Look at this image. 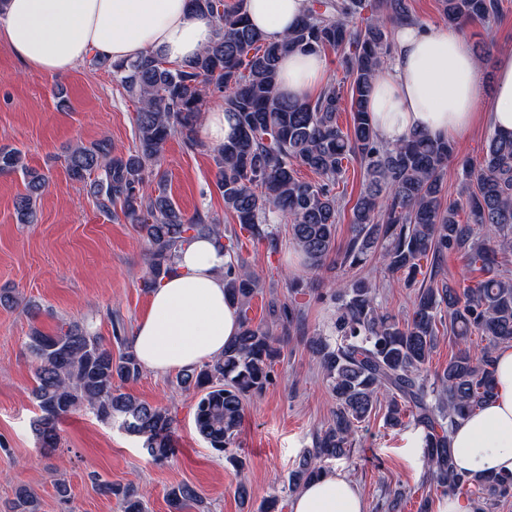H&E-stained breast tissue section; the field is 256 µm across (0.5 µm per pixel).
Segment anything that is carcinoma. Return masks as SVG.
Here are the masks:
<instances>
[{
	"instance_id": "carcinoma-1",
	"label": "carcinoma",
	"mask_w": 512,
	"mask_h": 512,
	"mask_svg": "<svg viewBox=\"0 0 512 512\" xmlns=\"http://www.w3.org/2000/svg\"><path fill=\"white\" fill-rule=\"evenodd\" d=\"M189 2L216 27L214 41L193 59L173 65L150 52L105 64L138 104L133 150L114 155L105 140L76 145L64 156V167L73 182L90 184L102 212L137 229L146 245L143 290L152 291L175 273L179 249L196 237L214 238L229 256L224 295L236 307L240 330L221 356L176 376L181 390L198 395V434L232 466H243L229 448L242 427L245 401L273 383L281 356L276 331L301 324L303 312L293 298L270 302L263 322L248 317L261 285L248 270L241 238L275 252L283 224L306 273L332 258L355 268L376 256L387 274L404 276L408 285L423 276L404 321L383 309L375 285L366 279L332 290V331L313 336L311 348L336 407L332 423L313 437L312 448L289 473L288 490L296 492L323 475L328 462L350 457L363 424L382 409L387 427L422 429L431 485L466 496L473 512H492L512 497V475L458 472L450 434L459 420L492 399L495 351L512 342V277L504 269L512 264V134L493 131L482 157L466 162L462 201L443 194V173L455 152L450 142L420 131L395 145L378 137L367 102L377 74L392 57L391 28L419 23L409 0H310L308 13L280 41L249 25L245 0ZM439 5L443 22L455 27L465 20H496L503 11V0H439ZM366 9L371 13L366 25L350 27L349 20ZM325 49L338 54L352 80L347 131L337 122L345 110L341 88L330 84L306 101L278 91L285 54ZM215 93L224 95V112L234 127L224 144L210 149L215 185L236 223L230 229L198 214L185 216L168 195L161 172L171 138H181L190 150L207 149L198 126L207 98ZM352 159L363 169L364 181L351 208L350 237L340 249L335 186ZM301 168L318 180L300 179ZM0 173L22 175L26 193L15 201L16 220L35 223L37 198L49 176L29 166L20 149L5 146ZM450 253L466 259L481 278L462 290L446 281L444 261ZM445 319L459 349L443 369L433 371L430 361ZM110 320L111 343L76 322H64L52 334L32 328L26 350L36 366V436L44 449L59 447L62 421L86 407L102 421L119 422L142 440L149 456L162 461L174 453V416L167 407L120 391L140 379L143 367L122 320L114 314ZM476 333L488 345L473 355L469 343ZM97 487L115 498L122 512H144L146 493L139 486L102 481ZM168 498L175 512L202 503L187 484L171 489ZM12 512H39L36 493L20 489Z\"/></svg>"
}]
</instances>
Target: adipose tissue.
Instances as JSON below:
<instances>
[{"instance_id":"adipose-tissue-1","label":"adipose tissue","mask_w":512,"mask_h":512,"mask_svg":"<svg viewBox=\"0 0 512 512\" xmlns=\"http://www.w3.org/2000/svg\"><path fill=\"white\" fill-rule=\"evenodd\" d=\"M310 0H247L250 24L278 40L306 13ZM215 38L210 17L188 0H0V39L26 70L64 73L89 54L112 62L158 51L172 64L192 58ZM319 54L290 53L280 64L279 89L313 99L326 83ZM480 67L470 42L443 23L398 26L390 63L376 77L369 100L381 140L396 144L422 130L441 139L463 138L478 122L512 132V52L496 61L494 94L481 109ZM226 255L209 237L178 252L175 276L151 295L129 342L142 365L164 374L207 362L239 330L224 297ZM494 399L459 421L451 439L459 471L512 473V345L496 353ZM291 512H365L357 487L333 471L303 487Z\"/></svg>"}]
</instances>
